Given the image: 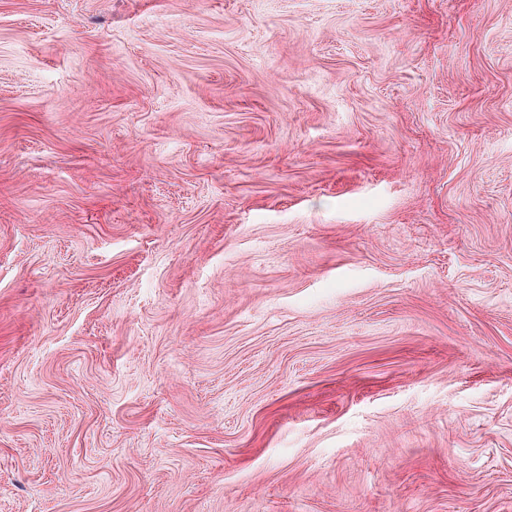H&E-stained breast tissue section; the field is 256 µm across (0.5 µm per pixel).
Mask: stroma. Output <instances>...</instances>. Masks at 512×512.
<instances>
[{
	"label": "stroma",
	"mask_w": 512,
	"mask_h": 512,
	"mask_svg": "<svg viewBox=\"0 0 512 512\" xmlns=\"http://www.w3.org/2000/svg\"><path fill=\"white\" fill-rule=\"evenodd\" d=\"M0 512H512V0H0Z\"/></svg>",
	"instance_id": "35a3bbf8"
}]
</instances>
